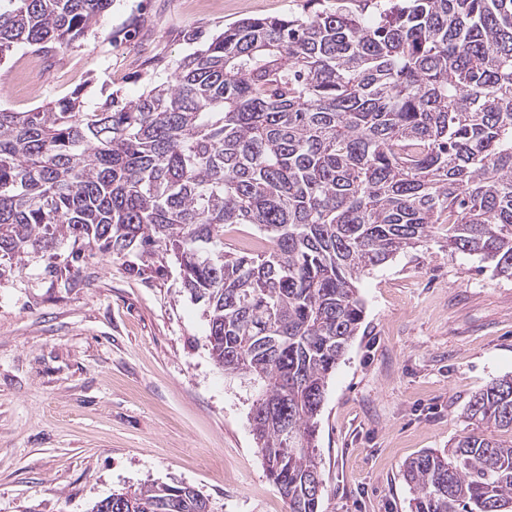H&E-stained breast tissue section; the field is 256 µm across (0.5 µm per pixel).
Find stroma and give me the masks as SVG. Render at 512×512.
I'll use <instances>...</instances> for the list:
<instances>
[{
    "label": "stroma",
    "instance_id": "stroma-1",
    "mask_svg": "<svg viewBox=\"0 0 512 512\" xmlns=\"http://www.w3.org/2000/svg\"><path fill=\"white\" fill-rule=\"evenodd\" d=\"M305 0H112L66 49L19 45L0 64V107L81 90L87 109L170 79L183 57L248 17ZM31 256L0 276V512H89L144 483L193 487L212 512H288L250 417L260 385L218 368L204 301L179 269L137 248L56 272ZM365 332L317 417L324 512H410L402 465L469 432L470 398L512 375V278L439 243L360 284Z\"/></svg>",
    "mask_w": 512,
    "mask_h": 512
}]
</instances>
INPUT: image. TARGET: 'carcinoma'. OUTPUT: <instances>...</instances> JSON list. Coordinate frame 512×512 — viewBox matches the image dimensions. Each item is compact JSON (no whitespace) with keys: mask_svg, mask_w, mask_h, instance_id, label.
I'll use <instances>...</instances> for the list:
<instances>
[{"mask_svg":"<svg viewBox=\"0 0 512 512\" xmlns=\"http://www.w3.org/2000/svg\"><path fill=\"white\" fill-rule=\"evenodd\" d=\"M111 5L0 0V62L71 46ZM246 224L265 246L206 248ZM435 239L512 276V0L243 19L136 98L0 108V271L64 242L73 262L174 258L215 364L262 385L253 432L288 512H323L316 418L364 323L361 279ZM465 415L471 433L403 465L410 512H512V377ZM112 512L209 510L152 483Z\"/></svg>","mask_w":512,"mask_h":512,"instance_id":"carcinoma-1","label":"carcinoma"}]
</instances>
